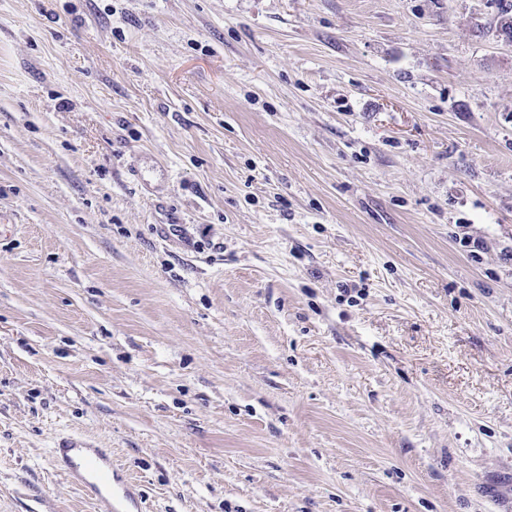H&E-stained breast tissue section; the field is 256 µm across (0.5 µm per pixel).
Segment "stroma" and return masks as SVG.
<instances>
[{
  "mask_svg": "<svg viewBox=\"0 0 512 512\" xmlns=\"http://www.w3.org/2000/svg\"><path fill=\"white\" fill-rule=\"evenodd\" d=\"M498 2L0 0V512H512ZM52 462L86 495L105 502L108 512H128L124 509L134 493L127 487L113 489L110 449L89 448L79 438L65 437L53 449Z\"/></svg>",
  "mask_w": 512,
  "mask_h": 512,
  "instance_id": "1",
  "label": "stroma"
}]
</instances>
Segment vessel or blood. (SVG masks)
<instances>
[{
	"mask_svg": "<svg viewBox=\"0 0 512 512\" xmlns=\"http://www.w3.org/2000/svg\"><path fill=\"white\" fill-rule=\"evenodd\" d=\"M52 462L86 495L105 502L110 512H125L133 493L112 487V452L89 447L75 437L62 438L53 450Z\"/></svg>",
	"mask_w": 512,
	"mask_h": 512,
	"instance_id": "b4317fda",
	"label": "vessel or blood"
}]
</instances>
